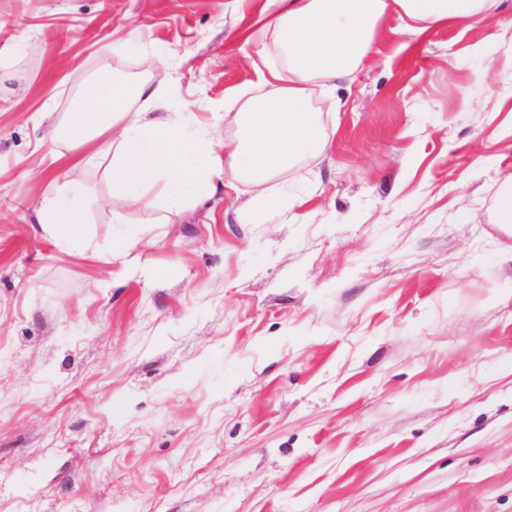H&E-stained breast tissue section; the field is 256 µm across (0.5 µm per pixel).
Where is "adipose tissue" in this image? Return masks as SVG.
<instances>
[{"label":"adipose tissue","mask_w":512,"mask_h":512,"mask_svg":"<svg viewBox=\"0 0 512 512\" xmlns=\"http://www.w3.org/2000/svg\"><path fill=\"white\" fill-rule=\"evenodd\" d=\"M504 0H266L246 29V41L274 38L281 66L268 67L260 80L263 94L238 99L224 119L236 135L225 144L224 183H250L255 194L248 220L292 210L298 196L269 190V183L296 162L319 157L330 138L310 104L314 81L336 83L371 62L373 48L390 19L399 34L418 39L449 24L485 23ZM170 79L166 65L150 62L139 79L104 74L78 93L74 112L54 126L55 159L82 146L85 165L110 156L106 169L112 198L134 205L153 185H163L170 207L178 208L206 190L214 174L206 145L209 131L192 134L185 117L164 112ZM39 222L59 245L82 242L85 231L76 211L59 196L44 197Z\"/></svg>","instance_id":"obj_1"}]
</instances>
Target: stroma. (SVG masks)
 Segmentation results:
<instances>
[{"label":"stroma","mask_w":512,"mask_h":512,"mask_svg":"<svg viewBox=\"0 0 512 512\" xmlns=\"http://www.w3.org/2000/svg\"><path fill=\"white\" fill-rule=\"evenodd\" d=\"M264 3L0 0V512H512L511 7L404 51L384 31L313 85L331 143L276 179L294 221L247 223L220 176L110 205L42 138L163 57L223 157L225 96L278 61L241 36ZM61 187L84 244L38 222ZM494 223L506 229L505 234L512 236V181L511 179L501 187L495 213Z\"/></svg>","instance_id":"35a3bbf8"}]
</instances>
